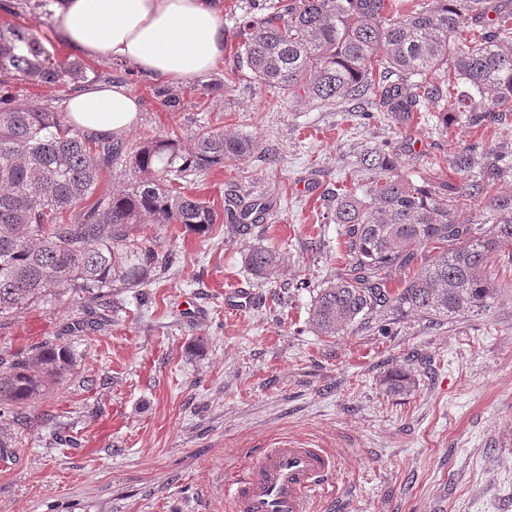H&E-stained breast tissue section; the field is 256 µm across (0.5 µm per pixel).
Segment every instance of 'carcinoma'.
<instances>
[{
    "label": "carcinoma",
    "mask_w": 512,
    "mask_h": 512,
    "mask_svg": "<svg viewBox=\"0 0 512 512\" xmlns=\"http://www.w3.org/2000/svg\"><path fill=\"white\" fill-rule=\"evenodd\" d=\"M60 0H0V10L33 23L0 25V319L68 294L110 303L119 288H147L159 264L156 245L134 234L137 224H181L201 235L218 216L176 186L200 172L247 160L255 144L200 129L185 149L171 135L133 143L92 136L69 124L67 113L14 102L17 81L68 94L89 82L78 60H59L45 45L41 19ZM481 0H424L392 15L390 0H252L236 25L241 46L234 68H246L285 100L304 98L338 109L371 97L377 112H413L439 105L443 119L460 108L475 124L512 112V7L481 26L467 43L460 30ZM385 81L372 83L376 69ZM155 96L170 111L183 93L167 86ZM484 159L479 176L460 185H418L396 172L397 158L370 148L360 155L367 181L338 193L324 216L341 226L351 261L316 293L309 323L335 336L383 307L453 323L487 312L499 287L492 257L512 252V194L495 191L501 166L512 162L472 143L452 159L463 173ZM121 164L127 181L95 196L102 170ZM92 205H85L91 197ZM475 219L464 217V210ZM268 211L260 200H230L226 216L247 233ZM438 251L404 286L390 289L389 272L414 261L413 247ZM251 271L269 283L280 254L258 245L246 256ZM70 348L46 341L22 354L0 357V421L25 411L72 374ZM417 378L409 361L383 379L391 395L408 394Z\"/></svg>",
    "instance_id": "obj_1"
}]
</instances>
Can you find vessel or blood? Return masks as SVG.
I'll list each match as a JSON object with an SVG mask.
<instances>
[{
    "instance_id": "b4317fda",
    "label": "vessel or blood",
    "mask_w": 512,
    "mask_h": 512,
    "mask_svg": "<svg viewBox=\"0 0 512 512\" xmlns=\"http://www.w3.org/2000/svg\"><path fill=\"white\" fill-rule=\"evenodd\" d=\"M337 468L322 448L260 449L254 464L225 482L231 512H314Z\"/></svg>"
}]
</instances>
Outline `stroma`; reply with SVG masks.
<instances>
[{
  "label": "stroma",
  "mask_w": 512,
  "mask_h": 512,
  "mask_svg": "<svg viewBox=\"0 0 512 512\" xmlns=\"http://www.w3.org/2000/svg\"><path fill=\"white\" fill-rule=\"evenodd\" d=\"M224 95L189 82L185 108L168 111L156 80L126 85L143 111L127 137L198 126L252 138L254 155L194 178L189 192L223 211L231 195L270 213L251 234L227 221L200 236L179 224H141L166 262L150 288L113 298L110 324L84 331L89 303L72 294L0 321V354L50 339L76 366L52 402L7 427L0 448V512H229L226 479L258 449L290 442L337 461L335 496L321 512H512V290L480 316L438 324L384 314L332 337L316 335L310 307L321 284L350 261L342 229L322 221L331 196L351 189L360 153L391 145L415 182L460 183L451 160L474 141L512 151V112L475 126L436 123L423 112L366 119L362 101L332 110L294 104L232 72L246 0H223ZM280 251L267 285L245 262L251 246ZM239 290L246 308L225 311ZM418 358L413 392L382 380Z\"/></svg>",
  "instance_id": "35a3bbf8"
}]
</instances>
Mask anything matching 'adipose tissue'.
Masks as SVG:
<instances>
[{
    "label": "adipose tissue",
    "instance_id": "obj_1",
    "mask_svg": "<svg viewBox=\"0 0 512 512\" xmlns=\"http://www.w3.org/2000/svg\"><path fill=\"white\" fill-rule=\"evenodd\" d=\"M221 11V0H61L59 33L88 58L182 83L223 62ZM66 110L89 133L119 136L135 126L141 104L123 83H95L71 96Z\"/></svg>",
    "mask_w": 512,
    "mask_h": 512
}]
</instances>
